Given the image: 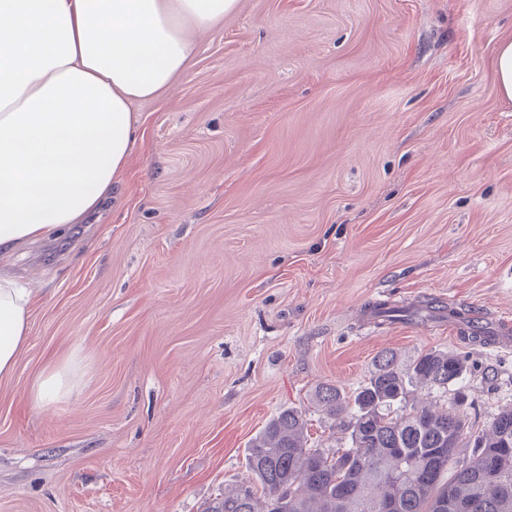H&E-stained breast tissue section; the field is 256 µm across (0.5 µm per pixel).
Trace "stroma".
Returning <instances> with one entry per match:
<instances>
[{
    "label": "stroma",
    "instance_id": "35a3bbf8",
    "mask_svg": "<svg viewBox=\"0 0 512 512\" xmlns=\"http://www.w3.org/2000/svg\"><path fill=\"white\" fill-rule=\"evenodd\" d=\"M193 38L134 106L113 199L0 258L33 298L0 379V512H203L284 408L346 447L314 391L354 395L384 350L458 355L470 430L512 407V351L364 316L512 315V0H238ZM74 354L71 396L33 410ZM496 73L500 93L512 100V41L504 42L498 50ZM433 301H426L425 304H422L421 307L417 308L414 311H409V309H404L402 307L397 306H387L388 304H373L368 307V311L372 314V316L378 321V324H382L384 322H391L393 320H397L399 317H408L418 314L419 312L428 309V308H441L443 310H447V306L443 304H434ZM433 304L435 307H433ZM406 313V314H403ZM409 313V314H408Z\"/></svg>",
    "mask_w": 512,
    "mask_h": 512
}]
</instances>
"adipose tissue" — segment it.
<instances>
[{
    "mask_svg": "<svg viewBox=\"0 0 512 512\" xmlns=\"http://www.w3.org/2000/svg\"><path fill=\"white\" fill-rule=\"evenodd\" d=\"M237 0H0V256L64 234L111 196L157 98ZM31 331L30 293L0 269V378ZM78 358L49 363L34 409L65 399Z\"/></svg>",
    "mask_w": 512,
    "mask_h": 512,
    "instance_id": "obj_1",
    "label": "adipose tissue"
}]
</instances>
